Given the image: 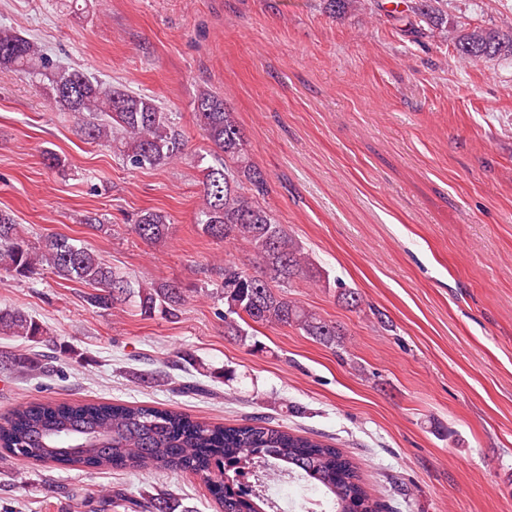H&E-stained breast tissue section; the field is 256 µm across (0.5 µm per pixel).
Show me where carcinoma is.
Here are the masks:
<instances>
[{
  "label": "carcinoma",
  "instance_id": "cac0c4a2",
  "mask_svg": "<svg viewBox=\"0 0 512 512\" xmlns=\"http://www.w3.org/2000/svg\"><path fill=\"white\" fill-rule=\"evenodd\" d=\"M440 2L415 0L411 11L417 22L443 24ZM455 49L474 59H512V33L474 31L459 39ZM2 68L34 78L49 69V61L37 42L0 27ZM49 81L51 103L74 116L80 134L113 144L131 167L154 168L182 159L181 135L153 99L68 67L54 68ZM194 111L215 160L204 169L198 224L210 238L239 244L260 260L254 272L224 263V334L247 338L241 323L249 319L295 327L330 349L342 348L340 326L300 305L286 288L302 274L336 289L338 299L351 308L359 307L358 292L330 280L302 244L275 223L263 203L266 173L251 161L245 136L224 100L203 89ZM168 230L165 217L150 210L132 225L147 244L162 242ZM47 270L90 288L86 302L96 309L132 302L144 317H167L186 301L178 285L133 281L67 236L48 234L33 243L14 217L0 210V271L29 278ZM0 335L38 343L50 332L22 310L0 309ZM33 359L32 353L0 352V364L16 369L28 368ZM0 448L22 460L77 467L190 471L203 477L223 512H264L262 506L270 501L245 489L243 482L246 466L263 462L266 472L293 474L321 492L333 512H378L356 467L339 449L258 418L224 425L144 405L38 401L15 408L0 422Z\"/></svg>",
  "mask_w": 512,
  "mask_h": 512
}]
</instances>
